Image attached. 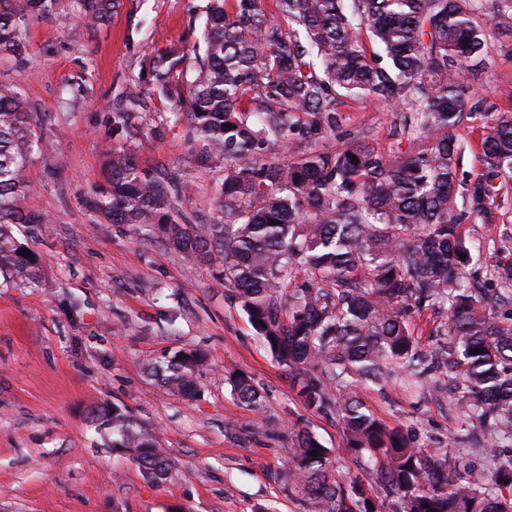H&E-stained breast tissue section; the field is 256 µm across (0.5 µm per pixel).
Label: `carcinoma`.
<instances>
[{
  "mask_svg": "<svg viewBox=\"0 0 512 512\" xmlns=\"http://www.w3.org/2000/svg\"><path fill=\"white\" fill-rule=\"evenodd\" d=\"M59 0H0V56L22 54L27 28ZM208 0L202 38L144 53L148 84L169 99L165 121L183 124L203 170L224 167L222 224H187L190 181L146 169L123 141L141 134L145 89L135 84L110 116L108 188L88 207L112 224L156 225L201 261L224 251V281L301 403L330 415L342 454L360 474H341L331 450L297 433L287 476L305 512H512V245L469 271L483 244L466 237L471 218L503 221L512 192V110L468 105L461 77L487 68L489 26L512 32V0ZM84 24L107 23L119 0H67ZM393 106L408 149L378 151L336 135L340 99ZM482 123H477V120ZM21 87L0 84V275L38 283L34 255L14 224L48 220L21 206L31 157L43 151ZM481 130V172L459 177L463 131ZM308 146L288 161L271 151ZM357 160H352L351 156ZM466 258H461V255ZM443 310L427 338L411 318ZM481 353L476 354L474 350ZM202 357L178 352L161 383L188 396ZM405 376L447 397L456 445L488 451L490 480L460 469L448 449L421 448L365 404L362 391ZM232 391L256 408L248 374ZM112 424V447L150 480L172 461L119 408L95 406ZM317 456H312V453Z\"/></svg>",
  "mask_w": 512,
  "mask_h": 512,
  "instance_id": "1",
  "label": "carcinoma"
}]
</instances>
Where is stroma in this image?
<instances>
[{"label": "stroma", "mask_w": 512, "mask_h": 512, "mask_svg": "<svg viewBox=\"0 0 512 512\" xmlns=\"http://www.w3.org/2000/svg\"><path fill=\"white\" fill-rule=\"evenodd\" d=\"M206 0H120L96 28L65 8L32 23L23 59H0V83L23 82L49 148L27 170L26 210L47 227L20 224L15 235L38 260L32 286L0 285V512H304L286 465L295 429L325 447L342 446L335 421L299 401L285 367L255 336L224 283V255L207 261L169 245L157 228L112 224L93 214L86 194L103 185L107 121L138 81L145 45L192 44L193 13ZM490 65L467 79L469 101L506 108L512 35L490 29ZM146 134L127 141L145 168L166 166L190 180L184 204L193 222L220 224L223 169L194 168L185 129L159 125L166 100H149ZM342 130L378 150L396 151L393 115L371 101L345 100ZM193 350L205 357L197 389L172 392L151 369ZM250 373L259 408L243 405L228 382ZM366 405L390 425L415 430L418 443L447 442L456 416L425 391L387 384L365 390ZM120 408L175 463L167 480L144 478L112 447L91 414Z\"/></svg>", "instance_id": "obj_1"}]
</instances>
